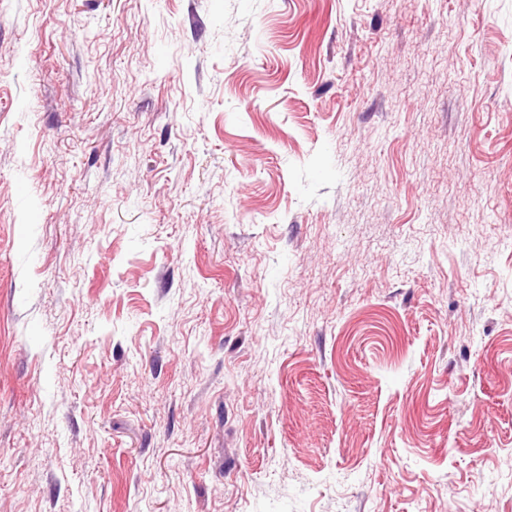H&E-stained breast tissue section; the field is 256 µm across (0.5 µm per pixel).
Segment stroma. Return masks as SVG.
<instances>
[{
	"label": "stroma",
	"mask_w": 512,
	"mask_h": 512,
	"mask_svg": "<svg viewBox=\"0 0 512 512\" xmlns=\"http://www.w3.org/2000/svg\"><path fill=\"white\" fill-rule=\"evenodd\" d=\"M0 512H512V0H0Z\"/></svg>",
	"instance_id": "stroma-1"
}]
</instances>
